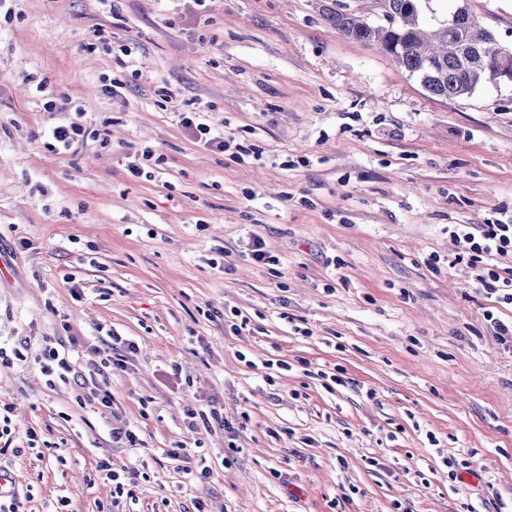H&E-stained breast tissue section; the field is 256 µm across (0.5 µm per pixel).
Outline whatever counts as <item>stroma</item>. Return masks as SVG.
I'll list each match as a JSON object with an SVG mask.
<instances>
[{
    "label": "stroma",
    "mask_w": 512,
    "mask_h": 512,
    "mask_svg": "<svg viewBox=\"0 0 512 512\" xmlns=\"http://www.w3.org/2000/svg\"><path fill=\"white\" fill-rule=\"evenodd\" d=\"M119 8L0 0V344L26 356L0 368V409L15 445L37 436L0 468L21 512H512V347L448 236L512 220V83L431 96L330 20L383 23L381 0ZM468 8L512 46V0ZM47 94L83 109L79 152L45 147L69 117ZM198 111L242 161L188 135ZM147 147L151 181L128 172ZM113 333L137 348L101 361ZM50 344L111 408L47 385ZM176 447L209 456L207 483ZM103 460L137 468L131 495L96 479Z\"/></svg>",
    "instance_id": "35a3bbf8"
}]
</instances>
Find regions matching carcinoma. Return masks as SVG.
Segmentation results:
<instances>
[{
    "instance_id": "1",
    "label": "carcinoma",
    "mask_w": 512,
    "mask_h": 512,
    "mask_svg": "<svg viewBox=\"0 0 512 512\" xmlns=\"http://www.w3.org/2000/svg\"><path fill=\"white\" fill-rule=\"evenodd\" d=\"M426 0H384L386 23L373 24L339 11L331 21L343 35L375 46L401 69L416 77L430 95L458 98L485 82H512V48L501 45L456 0L457 19L429 29Z\"/></svg>"
}]
</instances>
